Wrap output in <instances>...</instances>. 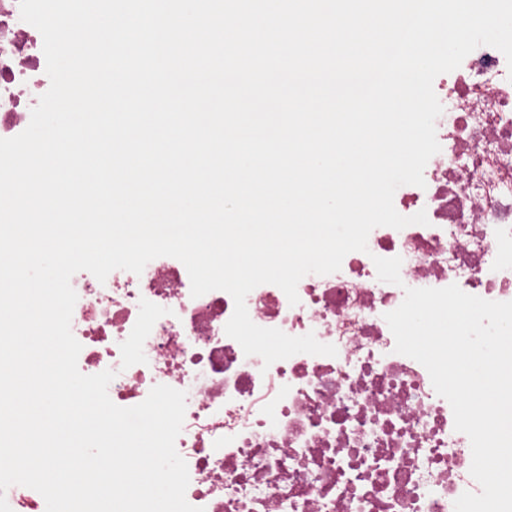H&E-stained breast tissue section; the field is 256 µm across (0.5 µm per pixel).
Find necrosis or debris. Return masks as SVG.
Listing matches in <instances>:
<instances>
[{"instance_id": "necrosis-or-debris-1", "label": "necrosis or debris", "mask_w": 512, "mask_h": 512, "mask_svg": "<svg viewBox=\"0 0 512 512\" xmlns=\"http://www.w3.org/2000/svg\"><path fill=\"white\" fill-rule=\"evenodd\" d=\"M41 33L19 0H0V138L29 124L49 89ZM441 146L425 187L404 185L394 207L426 211L428 225L374 228L367 251L338 272L309 274L290 305L272 284L246 297L253 323L291 336L314 334L336 356L296 354L264 365L225 333L230 294L192 297L184 264L163 256L141 274L106 281L80 271L71 330L86 375L111 369L118 406L157 385L185 391L176 439L190 482L186 499L205 512H454L470 474L468 436L426 368L396 353L384 319L405 287L443 288L512 301V70L481 46L437 76ZM401 257V285L377 277L374 257Z\"/></svg>"}]
</instances>
